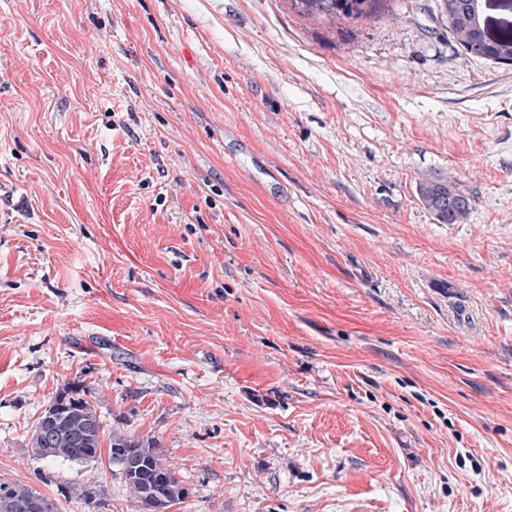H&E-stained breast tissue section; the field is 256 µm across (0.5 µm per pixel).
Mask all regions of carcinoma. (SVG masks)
Segmentation results:
<instances>
[{"label":"carcinoma","mask_w":512,"mask_h":512,"mask_svg":"<svg viewBox=\"0 0 512 512\" xmlns=\"http://www.w3.org/2000/svg\"><path fill=\"white\" fill-rule=\"evenodd\" d=\"M299 12L331 21H342L371 14L377 0H293ZM440 11L448 23L452 38L474 58L498 62L512 59V34H489L480 22L479 0H439ZM416 195L424 209L441 224L464 222L472 208L463 194L445 176H432L418 182ZM83 386L73 382L58 391L39 418L32 436L34 453L49 460L89 464L100 457L101 439L109 437V459L118 465L132 495L143 512H166L188 497V490L176 477L160 448L149 439H136L105 426L92 404L85 398ZM51 425L46 439L41 430ZM43 501L36 490L0 480V512H12L15 501Z\"/></svg>","instance_id":"1"}]
</instances>
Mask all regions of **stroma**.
Listing matches in <instances>:
<instances>
[{
  "label": "stroma",
  "instance_id": "35a3bbf8",
  "mask_svg": "<svg viewBox=\"0 0 512 512\" xmlns=\"http://www.w3.org/2000/svg\"><path fill=\"white\" fill-rule=\"evenodd\" d=\"M0 186V479L139 512L32 451L76 380L169 512H512V64L438 0H0ZM302 14L342 21L371 14L378 0H292ZM368 9V11H367ZM416 195L424 209L442 224L464 222L472 208L470 197L445 176H432L419 181ZM108 451L109 459L122 470L143 512H167L166 509L188 497V490L152 440L135 439L112 429Z\"/></svg>",
  "mask_w": 512,
  "mask_h": 512
}]
</instances>
